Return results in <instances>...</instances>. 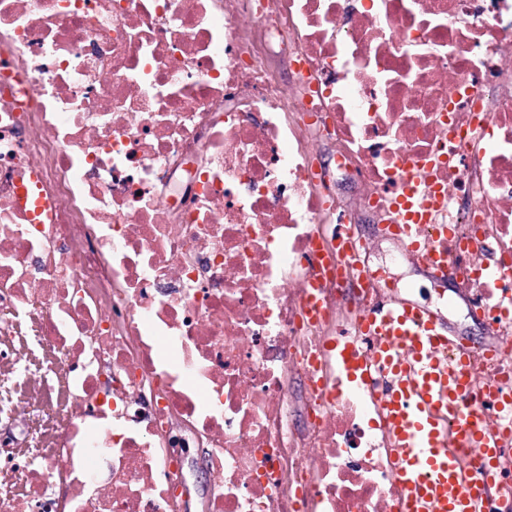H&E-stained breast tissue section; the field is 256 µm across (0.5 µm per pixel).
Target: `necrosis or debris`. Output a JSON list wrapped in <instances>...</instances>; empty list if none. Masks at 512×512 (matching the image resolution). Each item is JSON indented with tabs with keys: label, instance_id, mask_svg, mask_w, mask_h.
Instances as JSON below:
<instances>
[{
	"label": "necrosis or debris",
	"instance_id": "obj_1",
	"mask_svg": "<svg viewBox=\"0 0 512 512\" xmlns=\"http://www.w3.org/2000/svg\"><path fill=\"white\" fill-rule=\"evenodd\" d=\"M410 173L443 191L449 275L493 308L512 0H0V339L23 342L0 418L26 426L0 512H179L192 448L209 512H396L359 371L387 269L336 225L395 223ZM487 349L473 392L512 391V317ZM189 465L193 472V482L197 490V496L192 503V510L201 511L204 498L212 482L211 471L206 462L204 450L194 448L189 457Z\"/></svg>",
	"mask_w": 512,
	"mask_h": 512
}]
</instances>
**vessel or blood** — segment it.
Segmentation results:
<instances>
[{
  "mask_svg": "<svg viewBox=\"0 0 512 512\" xmlns=\"http://www.w3.org/2000/svg\"><path fill=\"white\" fill-rule=\"evenodd\" d=\"M423 184L405 177L392 197L401 217L391 225L406 247L432 270L448 263L452 231L439 225L437 245L419 229L425 213L414 207ZM371 340V380H384V408L396 444V478L403 490L399 512H479L495 480L499 436L480 405L469 399L470 357L439 360L451 346L435 316L407 302L369 309L362 322Z\"/></svg>",
  "mask_w": 512,
  "mask_h": 512,
  "instance_id": "vessel-or-blood-1",
  "label": "vessel or blood"
}]
</instances>
